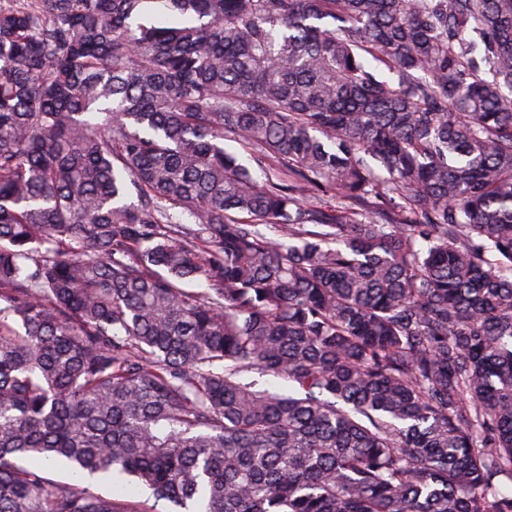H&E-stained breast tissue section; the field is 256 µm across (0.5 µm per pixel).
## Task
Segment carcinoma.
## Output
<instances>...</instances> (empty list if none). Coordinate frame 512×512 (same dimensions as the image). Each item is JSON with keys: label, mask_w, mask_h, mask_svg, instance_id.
<instances>
[{"label": "carcinoma", "mask_w": 512, "mask_h": 512, "mask_svg": "<svg viewBox=\"0 0 512 512\" xmlns=\"http://www.w3.org/2000/svg\"><path fill=\"white\" fill-rule=\"evenodd\" d=\"M144 488L512 512V0L0 5V512Z\"/></svg>", "instance_id": "obj_1"}]
</instances>
